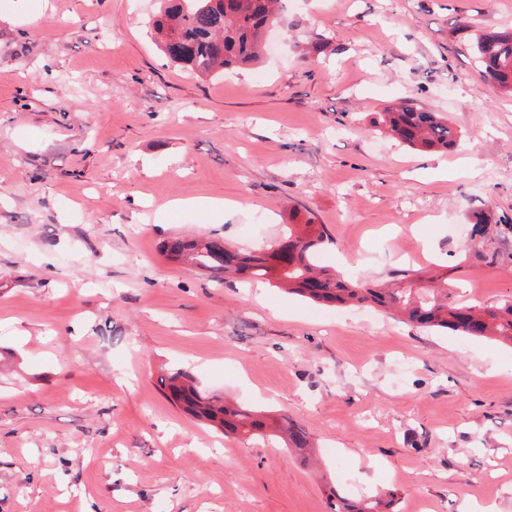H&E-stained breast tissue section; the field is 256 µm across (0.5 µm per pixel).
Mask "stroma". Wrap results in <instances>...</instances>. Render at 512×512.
<instances>
[{"instance_id":"stroma-1","label":"stroma","mask_w":512,"mask_h":512,"mask_svg":"<svg viewBox=\"0 0 512 512\" xmlns=\"http://www.w3.org/2000/svg\"><path fill=\"white\" fill-rule=\"evenodd\" d=\"M159 0H0V512H512V345L329 306L169 261L200 233L266 250L314 219L359 281L444 269L464 303L512 295V96L475 31L512 0H284L254 67L168 62ZM409 101L459 131L408 149L371 123ZM224 198L230 207H192ZM305 428L224 436L162 375ZM330 498L334 499L331 505L332 512H393V496L390 494L386 499L363 500L362 502H348L345 498L337 496L336 493H330Z\"/></svg>"}]
</instances>
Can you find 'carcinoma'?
I'll return each mask as SVG.
<instances>
[{
	"mask_svg": "<svg viewBox=\"0 0 512 512\" xmlns=\"http://www.w3.org/2000/svg\"><path fill=\"white\" fill-rule=\"evenodd\" d=\"M280 0H161L152 22L160 48L171 62L193 72L210 74L251 66L265 47L264 34L278 24ZM468 49L484 77L504 93L512 94V32L474 34ZM375 126L408 147L448 151L456 141V130L436 112L399 103L374 118ZM471 240L483 245L489 216L482 209L470 214ZM321 224L308 218L302 228L288 225V235L269 250L240 253L224 240L210 236L175 238L164 244V253L206 272L217 281L234 277L271 278L288 292L317 303H353L383 308L400 320L423 327L461 332L467 336H494L512 344V296L494 306L479 307L451 300L448 278L439 275L429 285L396 282L363 285L318 267L314 256L327 242ZM168 400L187 415L224 434L265 435L269 427L284 430L293 448L310 447L308 433L289 422L266 423L250 410L222 398L210 396L182 373L160 377ZM332 512H391L393 496L349 502L330 493Z\"/></svg>",
	"mask_w": 512,
	"mask_h": 512,
	"instance_id": "1",
	"label": "carcinoma"
}]
</instances>
